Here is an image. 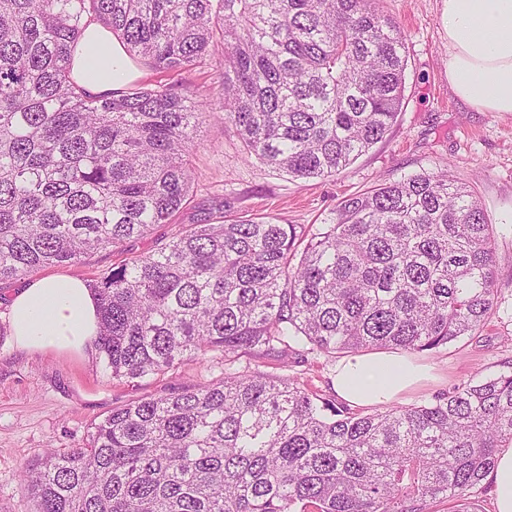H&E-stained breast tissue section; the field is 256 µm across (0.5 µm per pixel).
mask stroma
Returning <instances> with one entry per match:
<instances>
[{"instance_id":"35a3bbf8","label":"stroma","mask_w":512,"mask_h":512,"mask_svg":"<svg viewBox=\"0 0 512 512\" xmlns=\"http://www.w3.org/2000/svg\"><path fill=\"white\" fill-rule=\"evenodd\" d=\"M380 7L399 23L408 55L405 104L383 141L333 177L295 180L244 159L235 128L225 124L223 113H212L193 152L191 198L175 222L127 240L121 252L103 249L52 267V274L89 280L118 262L145 256L157 240L179 235L205 213L216 216L225 209L268 216L305 234L329 218L342 197L376 179L447 168L471 186L496 227L499 308L478 334L440 353L422 354L438 379L405 393L400 402H422L475 374L512 364V113L474 111L449 88L444 0H381ZM142 78L151 84L182 81L199 88L212 104L220 102L222 79L213 66L181 77L146 70ZM21 284L18 278L0 282V512H34L33 499L21 487V467L43 451L82 447L93 423L112 409L224 375L223 357L211 353L164 376L130 383L112 379L91 351L77 356L18 349L7 332V311ZM334 364L324 356L285 367L251 355L236 362L240 368L310 381L327 398L333 395Z\"/></svg>"}]
</instances>
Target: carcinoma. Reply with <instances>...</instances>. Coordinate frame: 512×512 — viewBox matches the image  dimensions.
<instances>
[{
	"label": "carcinoma",
	"mask_w": 512,
	"mask_h": 512,
	"mask_svg": "<svg viewBox=\"0 0 512 512\" xmlns=\"http://www.w3.org/2000/svg\"><path fill=\"white\" fill-rule=\"evenodd\" d=\"M92 23L152 71L218 56L246 159L328 178L382 141L404 103L399 24L374 0H0V281L169 224L207 118L192 92L72 77ZM496 231L470 186L423 169L344 197L306 236L206 216L88 283L112 378L209 351L438 353L498 309ZM512 447V366L431 400L362 414L291 378L224 368L92 424L24 466L35 512H479Z\"/></svg>",
	"instance_id": "1"
}]
</instances>
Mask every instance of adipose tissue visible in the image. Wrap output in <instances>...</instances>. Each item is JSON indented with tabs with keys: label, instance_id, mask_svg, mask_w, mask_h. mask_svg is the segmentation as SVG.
Wrapping results in <instances>:
<instances>
[{
	"label": "adipose tissue",
	"instance_id": "obj_1",
	"mask_svg": "<svg viewBox=\"0 0 512 512\" xmlns=\"http://www.w3.org/2000/svg\"><path fill=\"white\" fill-rule=\"evenodd\" d=\"M448 85L478 112L512 113V0H445ZM75 81L95 94L132 82L137 71L123 44L103 25H89L73 60ZM8 321L16 345L29 352L91 350L97 300L78 278L40 277L15 290ZM431 369L398 351L342 357L331 374L338 398L355 406L387 404L429 380Z\"/></svg>",
	"mask_w": 512,
	"mask_h": 512
}]
</instances>
